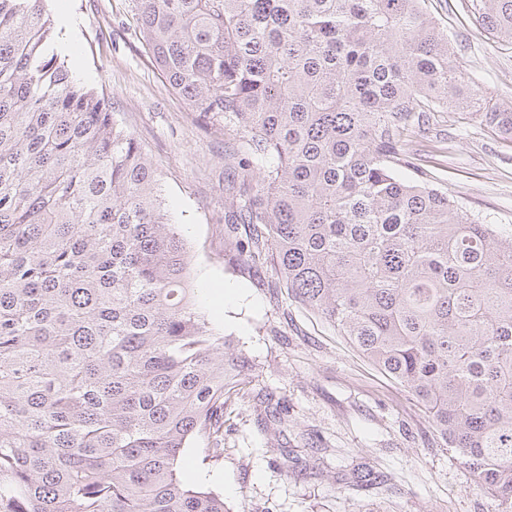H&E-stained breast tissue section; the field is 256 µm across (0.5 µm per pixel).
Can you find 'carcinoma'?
<instances>
[{
    "label": "carcinoma",
    "instance_id": "carcinoma-1",
    "mask_svg": "<svg viewBox=\"0 0 512 512\" xmlns=\"http://www.w3.org/2000/svg\"><path fill=\"white\" fill-rule=\"evenodd\" d=\"M423 0H133L192 111L240 134L241 253L422 404L512 512V229L432 183L429 112L512 138ZM512 45V0H471ZM44 0H0V512H226L178 477L224 453L243 367L199 311L160 175L76 80Z\"/></svg>",
    "mask_w": 512,
    "mask_h": 512
}]
</instances>
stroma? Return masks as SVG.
Returning a JSON list of instances; mask_svg holds the SVG:
<instances>
[{
    "mask_svg": "<svg viewBox=\"0 0 512 512\" xmlns=\"http://www.w3.org/2000/svg\"><path fill=\"white\" fill-rule=\"evenodd\" d=\"M72 16L64 53L72 75L104 94L157 168L173 224L194 255L196 302L247 359L224 405V453L205 438L185 449L180 474L212 490L227 512H499L443 447L423 407L376 371L334 328L245 263L250 227L228 226L242 175L231 131L192 112L144 51L132 0H46ZM448 34L465 80L512 106V48L472 15L468 0H424ZM436 185L490 223L512 225V139L458 112H439L409 143ZM237 287L225 297L224 286ZM288 421L273 424L268 402ZM362 467L385 485L352 490Z\"/></svg>",
    "mask_w": 512,
    "mask_h": 512,
    "instance_id": "35a3bbf8",
    "label": "stroma"
}]
</instances>
